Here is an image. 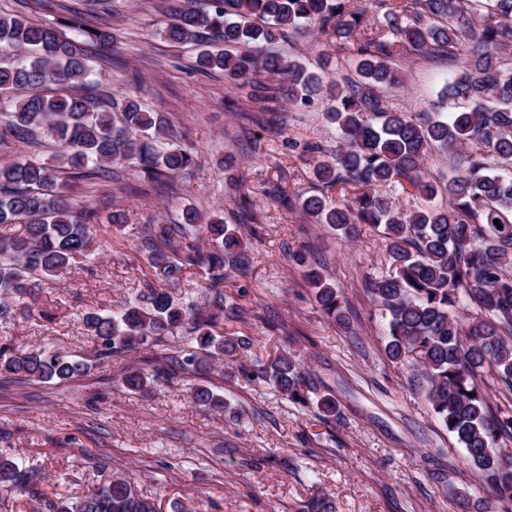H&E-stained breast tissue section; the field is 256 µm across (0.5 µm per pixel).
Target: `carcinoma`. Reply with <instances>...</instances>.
I'll return each mask as SVG.
<instances>
[{"mask_svg": "<svg viewBox=\"0 0 512 512\" xmlns=\"http://www.w3.org/2000/svg\"><path fill=\"white\" fill-rule=\"evenodd\" d=\"M204 2L179 0L158 35L195 44L197 70L219 71L229 83L250 87L258 104L283 100L301 107L327 95L323 115L340 142L330 154L317 143L307 145L319 190L300 195L298 204L314 223L348 240L365 226L381 233L392 272L369 288L388 315L386 354L422 370L429 380L426 399L481 474L488 495L512 500V456L501 450L512 441V414L492 408L480 385L484 374L494 373L512 387V68L503 59L512 46V0H489L484 15L474 11L472 0H374L385 20L377 32L350 0ZM309 26L353 49L358 79L326 86L321 73L290 57L242 50L274 45L286 29ZM465 40L471 41L469 54L443 94L470 107L435 117L387 108L382 89L402 83L394 58L429 50L451 54ZM91 44L114 45L112 29L74 19L33 24L0 14V58L10 59L0 64V154L45 139L59 147L52 165L34 157L0 165V319L29 307L42 285L99 250L95 210L69 194L72 183L105 178L116 165L165 184L187 178L195 166L164 114L147 111L130 96L116 105L93 91L68 92L91 85ZM435 147L458 152L448 205L403 208L388 189L429 201L443 193L425 174ZM239 171L238 159L224 157V183L231 190L238 187ZM138 249L150 267L143 289L107 314L82 318L97 338L93 356L0 344V380L17 387L66 385L146 348L142 364L127 367L120 378L126 391L150 395L193 377V403L235 421L242 411L219 392L215 375L236 372L250 383L272 385L293 402L309 400L303 367L288 348L238 368L249 338L218 328L233 313L224 301V278L251 270L252 250L240 225L187 205L178 223L152 225ZM292 258L306 267L323 316L348 328L336 286L305 266L303 252ZM190 271L207 280L198 298L188 293L177 300L152 285L178 282ZM462 293L478 309L464 324L453 314ZM0 490L39 494L34 473L2 453ZM47 512L159 509L114 478L86 494L47 502Z\"/></svg>", "mask_w": 512, "mask_h": 512, "instance_id": "1", "label": "carcinoma"}]
</instances>
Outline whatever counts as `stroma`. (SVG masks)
Wrapping results in <instances>:
<instances>
[{
  "instance_id": "35a3bbf8",
  "label": "stroma",
  "mask_w": 512,
  "mask_h": 512,
  "mask_svg": "<svg viewBox=\"0 0 512 512\" xmlns=\"http://www.w3.org/2000/svg\"><path fill=\"white\" fill-rule=\"evenodd\" d=\"M105 14L116 37L113 49H88L93 85L114 101L131 96L164 113L197 165L176 191L148 186L138 177L77 184L75 195L99 215L123 209L126 221L98 231L96 260L72 267L42 286L28 315L0 321V344L36 345L87 355L84 313L110 311L141 288L147 257L139 253L145 227L177 221L183 206L221 212L225 223L248 216L254 263L224 281V298L239 311L228 333L248 336L240 362L251 365L272 345H285L304 365L311 396L335 397L339 414L322 420L315 404L292 403L271 385L227 378L224 395L244 412L234 422L198 408L188 382L141 396L121 389L123 368L140 363L132 352L65 386L0 388V452L33 469L50 498L78 496L120 477L161 512H308L311 501L332 512H457L453 497L469 498L471 512H512L490 501L480 474L440 424L426 397L427 384L411 364L391 362L387 320L365 281L391 270L383 238L363 228L349 241L312 223L298 206L270 194L313 193L305 151L320 143L334 150L335 128L323 118L326 100L280 111L278 124L258 120V107L223 74L196 71V50L161 39L169 16L163 0H0V13L23 12L34 23L65 16L67 8ZM280 49L306 66L328 60L327 79L354 75V55L308 29L289 30ZM403 82L386 90L389 108L415 116L449 111L440 92L461 58L427 54L399 58ZM233 108H226V101ZM241 161L242 185L224 186L220 159ZM309 253L314 268L340 291L350 331L329 324L319 311L302 267L290 255Z\"/></svg>"
}]
</instances>
